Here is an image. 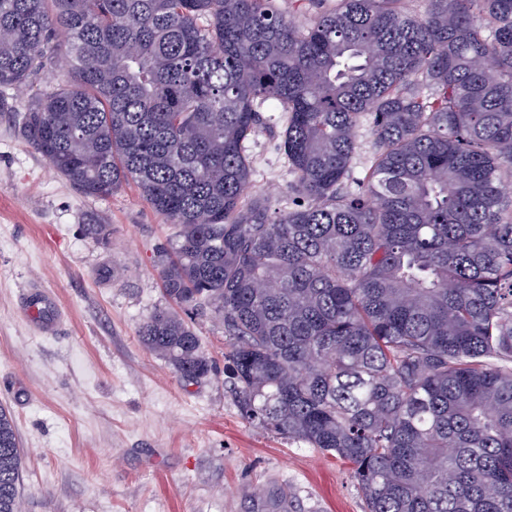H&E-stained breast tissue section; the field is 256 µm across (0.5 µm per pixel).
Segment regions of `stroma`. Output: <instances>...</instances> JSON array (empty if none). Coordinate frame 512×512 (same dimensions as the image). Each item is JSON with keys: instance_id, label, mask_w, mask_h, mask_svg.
<instances>
[{"instance_id": "stroma-1", "label": "stroma", "mask_w": 512, "mask_h": 512, "mask_svg": "<svg viewBox=\"0 0 512 512\" xmlns=\"http://www.w3.org/2000/svg\"><path fill=\"white\" fill-rule=\"evenodd\" d=\"M29 98L0 88V404L23 512H251V485L286 491L290 512H366L350 463L245 419L223 376L182 381L144 348L141 322L170 305L157 259L177 227L135 184L94 197L60 176L19 134ZM261 112L248 194L284 210L283 117Z\"/></svg>"}]
</instances>
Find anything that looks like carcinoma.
<instances>
[{
  "mask_svg": "<svg viewBox=\"0 0 512 512\" xmlns=\"http://www.w3.org/2000/svg\"><path fill=\"white\" fill-rule=\"evenodd\" d=\"M22 139L81 193L178 227L139 326L178 377L224 323L243 416L352 465L367 512H512V0H0V87L55 58ZM303 203L246 200L261 105ZM368 120L372 163L345 187ZM23 452L0 406V512ZM193 322L201 338V347L204 354L223 369L224 352L227 351L228 342L224 337L222 321L207 312L194 316Z\"/></svg>",
  "mask_w": 512,
  "mask_h": 512,
  "instance_id": "cac0c4a2",
  "label": "carcinoma"
}]
</instances>
